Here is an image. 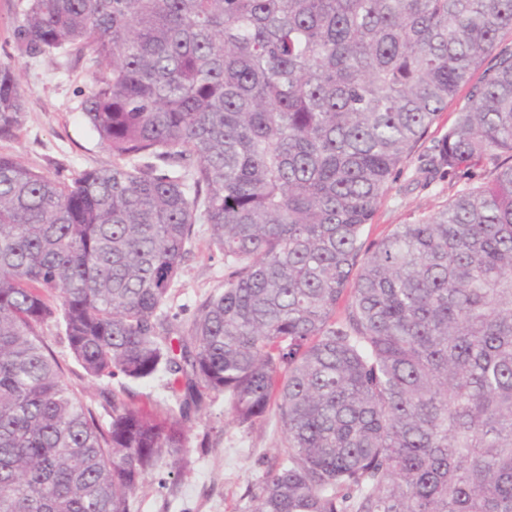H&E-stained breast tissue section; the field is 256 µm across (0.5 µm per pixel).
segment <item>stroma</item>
<instances>
[{
  "mask_svg": "<svg viewBox=\"0 0 512 512\" xmlns=\"http://www.w3.org/2000/svg\"><path fill=\"white\" fill-rule=\"evenodd\" d=\"M19 0H0V62L13 63L19 73L25 101L20 129L0 138V155H9L42 173L71 180L87 168L112 164V152L100 142L82 110L89 74L82 59L46 55L37 59L18 56L12 27ZM414 166L406 164L390 183L365 242L380 240L395 225L407 224L446 204L452 186H464L467 176L454 183L439 180L421 186L412 180ZM224 282V258L212 250L207 235L193 239L175 284L170 307L179 321H187L197 300ZM45 339L59 361L65 382L87 402L100 405L99 387L90 386L70 354L61 327L50 325ZM190 460L181 476L159 468L141 487L134 512H247L248 492L255 488L267 465L283 449V430L276 414L254 426L234 423L223 399L192 414L188 423ZM209 447H200L202 436Z\"/></svg>",
  "mask_w": 512,
  "mask_h": 512,
  "instance_id": "obj_1",
  "label": "stroma"
}]
</instances>
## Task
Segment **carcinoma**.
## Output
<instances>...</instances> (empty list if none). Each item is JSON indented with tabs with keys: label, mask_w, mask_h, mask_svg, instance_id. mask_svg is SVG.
<instances>
[{
	"label": "carcinoma",
	"mask_w": 512,
	"mask_h": 512,
	"mask_svg": "<svg viewBox=\"0 0 512 512\" xmlns=\"http://www.w3.org/2000/svg\"><path fill=\"white\" fill-rule=\"evenodd\" d=\"M508 30L512 0H22L15 50L88 57L113 161L66 182L0 155V512H131L213 395L283 428L248 512H512ZM480 68L416 173L487 177L365 244ZM23 112L1 62L0 138ZM202 226L224 286L177 324ZM50 323L88 381L173 403L114 393L101 423ZM45 339L52 349L55 357L59 361L62 369L65 382H67L77 392L81 393L88 403H92L94 407L102 411L100 403L103 398L100 394L101 389L107 391L112 390L120 391L121 383L114 380L110 384H102L99 386H90L82 377V370L74 361L70 354V350L65 337L63 336L62 328L51 324L44 332ZM124 385L128 388L130 398L136 402H160L167 394L162 388V382L159 379L144 383H126Z\"/></svg>",
	"instance_id": "obj_1"
}]
</instances>
